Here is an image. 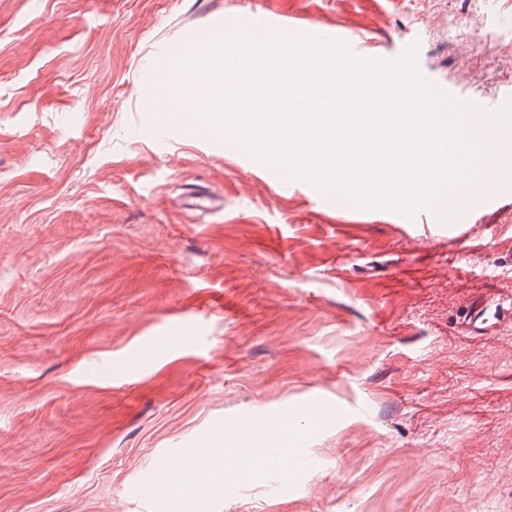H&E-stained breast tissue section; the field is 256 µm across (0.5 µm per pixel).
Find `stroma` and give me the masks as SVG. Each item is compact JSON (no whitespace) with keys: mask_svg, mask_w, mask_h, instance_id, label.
Returning a JSON list of instances; mask_svg holds the SVG:
<instances>
[{"mask_svg":"<svg viewBox=\"0 0 512 512\" xmlns=\"http://www.w3.org/2000/svg\"><path fill=\"white\" fill-rule=\"evenodd\" d=\"M512 0H0V512H184L209 444L305 466L226 477L206 512H512V159L499 211L406 234L325 211L232 142L142 126L152 74L245 14L366 59L512 92ZM452 40L453 55L437 41ZM214 196L208 214L185 209ZM323 407L308 411L312 397Z\"/></svg>","mask_w":512,"mask_h":512,"instance_id":"obj_1","label":"stroma"}]
</instances>
